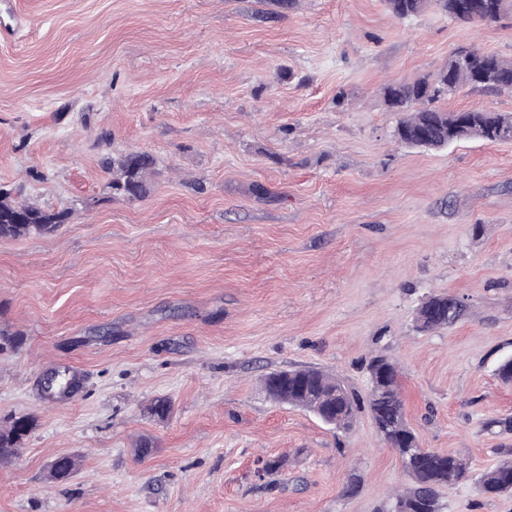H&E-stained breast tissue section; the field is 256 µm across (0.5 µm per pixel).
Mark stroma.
Listing matches in <instances>:
<instances>
[{
    "label": "stroma",
    "instance_id": "stroma-1",
    "mask_svg": "<svg viewBox=\"0 0 512 512\" xmlns=\"http://www.w3.org/2000/svg\"><path fill=\"white\" fill-rule=\"evenodd\" d=\"M0 38V189L66 212L48 235L0 238V512H383L404 482L367 410L351 430L272 400L263 375L400 374L423 447L474 473L507 440L494 376L512 353V142L400 145L383 88L455 48L512 59L488 26L384 0H14ZM153 158L139 198L114 159ZM465 297L423 334L418 305ZM83 382L49 400L38 379ZM168 399L167 417L152 407ZM61 455L65 480L48 466ZM282 470L259 477L260 460ZM358 487L348 491L350 476ZM444 512H512L475 481ZM468 313L464 297L447 293L427 297L417 308L415 328L421 333L449 329L462 321Z\"/></svg>",
    "mask_w": 512,
    "mask_h": 512
}]
</instances>
